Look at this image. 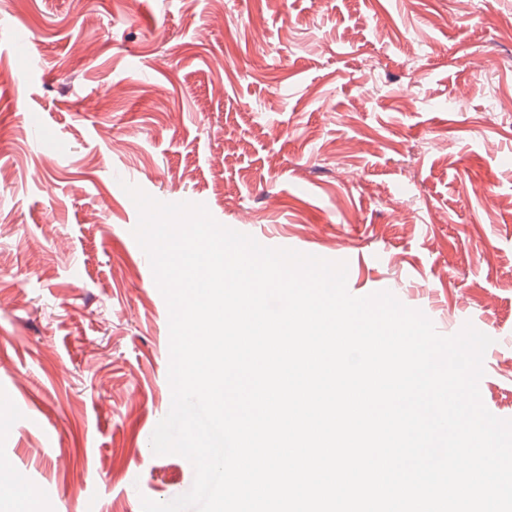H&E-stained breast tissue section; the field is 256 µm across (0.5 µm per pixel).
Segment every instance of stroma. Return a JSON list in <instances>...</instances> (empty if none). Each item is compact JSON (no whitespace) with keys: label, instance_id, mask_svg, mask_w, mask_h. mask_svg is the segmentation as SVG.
Here are the masks:
<instances>
[{"label":"stroma","instance_id":"1","mask_svg":"<svg viewBox=\"0 0 512 512\" xmlns=\"http://www.w3.org/2000/svg\"><path fill=\"white\" fill-rule=\"evenodd\" d=\"M512 0H0V452L42 512L193 484L122 182L493 338L512 419ZM121 468L113 478V468Z\"/></svg>","mask_w":512,"mask_h":512}]
</instances>
